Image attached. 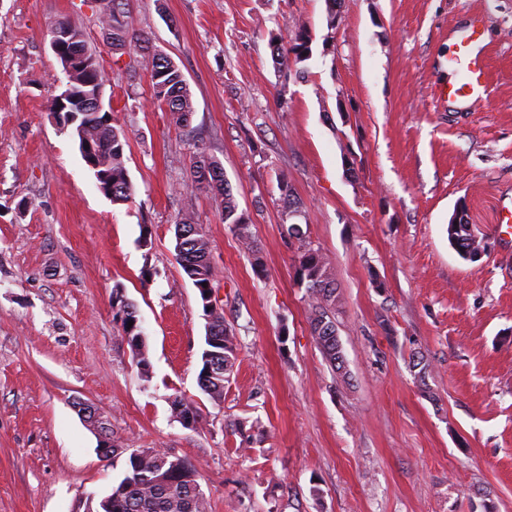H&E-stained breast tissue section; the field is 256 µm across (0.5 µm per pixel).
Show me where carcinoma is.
<instances>
[{
    "mask_svg": "<svg viewBox=\"0 0 512 512\" xmlns=\"http://www.w3.org/2000/svg\"><path fill=\"white\" fill-rule=\"evenodd\" d=\"M93 11L98 27L111 40L112 50L132 58L129 81L133 84L147 78L150 101L165 109L179 127H187L195 112L188 84L172 59L157 50L149 39L133 29L127 0H94ZM54 29L61 36L62 54L57 60L66 75L67 84L78 98L71 125L78 147L92 149L90 161L98 189L114 204L135 200V190L124 164L127 138L124 130L112 125V114L104 110L102 87L104 70L96 53L88 46L83 32L67 21H59ZM288 36L275 37L272 54L278 75L288 77L298 71V64L310 59L312 39L307 26L298 21L285 24ZM208 188L221 197L224 223L250 252L254 251L249 226L250 216L239 209L237 199L224 180L220 162L206 150L193 155L190 175L179 187L184 207L179 219L188 236L175 244L176 258L194 287H214V270L209 241L193 221L194 191ZM279 189L288 197L284 220L304 216L300 201L292 197L288 176L280 178ZM288 235L299 246L294 259L296 279L305 289L308 301L310 335L334 371L346 375V366L336 324V287L330 263L320 249L306 236L302 225L291 223ZM448 243L460 256L470 261L483 240L473 233L466 218L454 217L447 226ZM112 308L122 317L123 333L137 363L148 364L142 330L133 304L115 290ZM210 327L216 329L217 343L206 341L198 374L200 389L213 402L224 397V382L235 365L237 336L224 324L223 313L213 309ZM133 325H128V322ZM111 512H207V498L197 480L194 465L156 448H134L128 454L122 477L112 485Z\"/></svg>",
    "mask_w": 512,
    "mask_h": 512,
    "instance_id": "cac0c4a2",
    "label": "carcinoma"
}]
</instances>
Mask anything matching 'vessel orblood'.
I'll use <instances>...</instances> for the list:
<instances>
[{"instance_id": "b4317fda", "label": "vessel or blood", "mask_w": 512, "mask_h": 512, "mask_svg": "<svg viewBox=\"0 0 512 512\" xmlns=\"http://www.w3.org/2000/svg\"><path fill=\"white\" fill-rule=\"evenodd\" d=\"M487 66L482 46V33L477 24L461 28L448 56L449 101L470 105L486 93Z\"/></svg>"}]
</instances>
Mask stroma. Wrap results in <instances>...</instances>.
I'll list each match as a JSON object with an SVG mask.
<instances>
[{
	"label": "stroma",
	"mask_w": 512,
	"mask_h": 512,
	"mask_svg": "<svg viewBox=\"0 0 512 512\" xmlns=\"http://www.w3.org/2000/svg\"><path fill=\"white\" fill-rule=\"evenodd\" d=\"M193 95L182 129L128 98L89 0H0V512H84L122 475L74 408L118 448L197 469L209 512H512V257L495 225L512 196V0H129ZM82 29L127 136L136 190L115 205L48 110L67 78L47 33ZM478 19L486 98H441L453 29ZM306 22L312 56L279 77L272 37ZM221 163L264 270L208 190L193 199L237 359L213 403L197 382L208 318L175 260L193 144ZM287 175L327 257L348 374L313 341ZM489 243L449 245L458 203ZM148 245H141V235ZM138 310L140 369L112 309ZM429 366L419 378L414 356ZM192 402L193 427L171 401ZM75 408L77 410H80V414L86 418L87 422L93 426V428L97 431L98 435L100 436V452L101 454H109L112 449V456L117 455L118 453H124L127 452L129 449L125 448L121 450L120 452L118 448H115L114 445H112V439L109 434V427L107 423H104L105 419L97 413L94 409H92L90 406H88L85 403L82 402H76Z\"/></svg>",
	"instance_id": "stroma-1"
}]
</instances>
